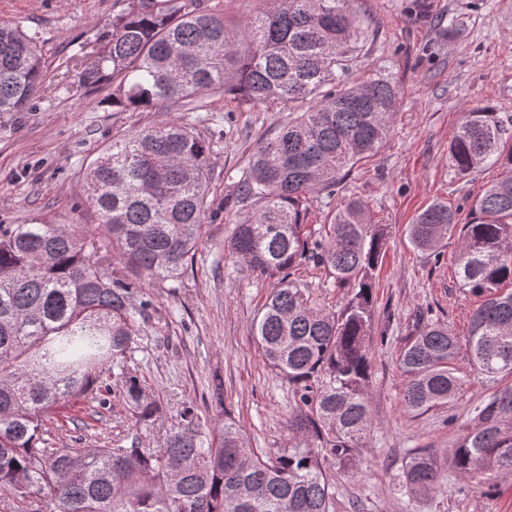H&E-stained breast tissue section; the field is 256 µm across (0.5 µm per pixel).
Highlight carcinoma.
I'll return each instance as SVG.
<instances>
[{"instance_id":"cac0c4a2","label":"carcinoma","mask_w":512,"mask_h":512,"mask_svg":"<svg viewBox=\"0 0 512 512\" xmlns=\"http://www.w3.org/2000/svg\"><path fill=\"white\" fill-rule=\"evenodd\" d=\"M235 30L197 0H130L69 87L112 84L122 112L178 106L203 112L208 93L255 103H305L262 143L236 182L232 204L250 210L228 242L260 276L276 278L252 330L266 363L294 397L297 443L259 453L230 417L205 425L186 405L163 447L54 448L52 411L110 391L115 382L138 421L156 404L131 366L151 303L136 301L129 274L182 285L208 219L213 137L178 119L112 138L83 172L95 224H0V500H49L50 512H336L329 471L350 464L370 427L366 387L374 272L386 227L349 199L310 229L309 208L387 140L400 87L351 68L366 31L348 0H264ZM46 78L34 38L0 25V116L27 112ZM449 158L467 174L512 166V116L472 108ZM415 249L436 254L457 240L459 286L482 297L467 343L487 381L512 376V171L457 223L433 203L408 225ZM304 263L327 270L351 294L339 313L308 303L291 280ZM398 356L404 406L424 412L465 385L452 363L458 341L427 313ZM482 485L512 477V387L471 410L448 471L425 448L409 452L399 491L436 493L447 472Z\"/></svg>"}]
</instances>
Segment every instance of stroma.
I'll return each instance as SVG.
<instances>
[{
	"label": "stroma",
	"mask_w": 512,
	"mask_h": 512,
	"mask_svg": "<svg viewBox=\"0 0 512 512\" xmlns=\"http://www.w3.org/2000/svg\"><path fill=\"white\" fill-rule=\"evenodd\" d=\"M129 0H0V24L33 36L47 67L45 89L31 111L0 122V224H91L82 166L98 156L117 134L174 117L196 120L175 108L119 112L112 88L64 90L79 67L80 51H93ZM367 30L365 54L354 76L384 75L403 90L393 130L378 153L355 164L336 188L321 197L305 221L329 223L350 198L360 199L373 223L388 227L382 264L376 271L368 398L371 427L356 463L336 469V512H512V484L476 489L458 477L439 492L408 500L395 485L414 448H428L446 462L452 444L470 422L472 405L494 389L473 373L466 356L456 368L467 383L453 401L422 414L402 402L404 378L398 354L412 331L416 310L466 337L479 303L454 276L455 244L440 256L414 249L408 226L429 204H448L458 223L470 220L474 200L506 172L487 165L462 175L449 159V145L465 112L483 107L512 115V0H350ZM208 103L220 118L222 134L211 156L209 201L212 219L181 288L141 278L139 289L152 302L141 332L137 374L159 408L156 420L137 421L122 394L105 402L83 401L90 427L76 433L64 414L45 428L55 447H71L82 435L88 448L156 449L183 405H195L205 420L232 416L251 447L289 445L288 417L294 399L266 363L252 325L276 281L253 274L227 243L246 210L227 205L235 183L256 148L288 120L282 103L254 105L232 95L212 94ZM307 295L328 310H340L348 291L334 287L326 271L303 269ZM224 398L212 394L214 379Z\"/></svg>",
	"instance_id": "35a3bbf8"
}]
</instances>
